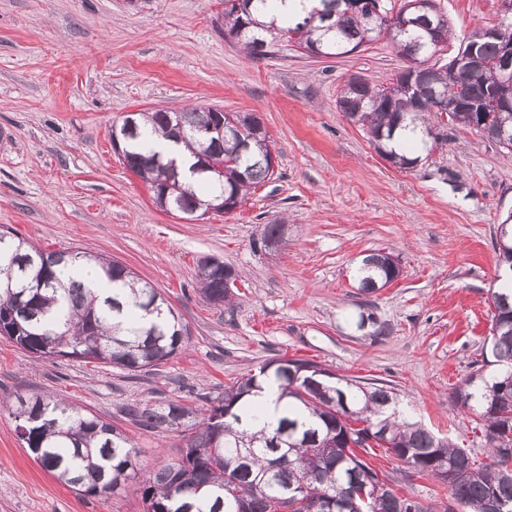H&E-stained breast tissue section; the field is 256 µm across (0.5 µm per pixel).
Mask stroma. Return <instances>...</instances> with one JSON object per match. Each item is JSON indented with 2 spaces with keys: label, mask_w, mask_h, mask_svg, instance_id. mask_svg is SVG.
<instances>
[{
  "label": "stroma",
  "mask_w": 512,
  "mask_h": 512,
  "mask_svg": "<svg viewBox=\"0 0 512 512\" xmlns=\"http://www.w3.org/2000/svg\"><path fill=\"white\" fill-rule=\"evenodd\" d=\"M434 3L453 29L435 56L442 64L464 36L500 19V0ZM223 13L224 0H0V226L43 249L125 264L190 331L159 370L134 377L76 358L39 360L0 336V399L47 392L91 411L131 438L146 471L177 460L184 442L128 422L125 403L205 408L225 385L286 357L388 385L404 416L487 462L470 411L450 395L489 350L512 155L474 130L437 124L415 166L395 168L336 109L350 75L382 85L403 69L386 36L329 58L281 42L257 60L220 33ZM202 104L259 117L279 177L233 213L188 221L155 206L111 134L132 112ZM276 221L287 224L288 243L262 249V229ZM378 251L397 258L400 274L362 293L356 266ZM208 257L241 275L218 308L197 281ZM363 313L383 334L357 328ZM365 459L397 493L445 512L438 480L379 447ZM0 512L144 509L130 484L79 495L41 467L0 412Z\"/></svg>",
  "instance_id": "obj_1"
}]
</instances>
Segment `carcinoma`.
Masks as SVG:
<instances>
[{"label": "carcinoma", "mask_w": 512, "mask_h": 512, "mask_svg": "<svg viewBox=\"0 0 512 512\" xmlns=\"http://www.w3.org/2000/svg\"><path fill=\"white\" fill-rule=\"evenodd\" d=\"M224 0V34L250 58L270 54L277 37L300 28L305 41L319 43L332 55L356 49L384 32L383 22L368 27L347 0ZM390 37L418 49L426 61L440 50L428 40L425 23ZM484 68L451 70L430 64L412 77L406 94L391 95L385 85L361 76L346 81L336 108L366 129L377 152L394 166L409 169L416 157L387 149L400 130L430 132L442 108L460 86L469 104L491 94L499 81L500 53L494 40L479 41ZM220 109L195 106L175 112L178 129L166 121L167 111L135 113V132L125 141L126 167L150 190L171 182L168 209L185 217H202L210 205L231 202L229 214L250 191L271 182L270 136L251 113H224L223 137L208 141V130ZM512 128L511 112H485L477 130L501 143L502 125ZM182 144L195 162L207 155L224 165V181L185 176L175 152L153 147L154 137ZM97 270L103 295L67 275L74 262ZM224 261L212 270L199 266L203 298L222 306L231 300L225 287ZM399 267L389 253L372 252L357 268L359 288L372 292L395 278ZM494 308L490 354L498 366L487 380L472 373L454 389L455 406L473 412V429L488 445L491 463L475 466L468 453L413 422L399 420L396 395L381 386L335 380L320 365L299 359L267 362L259 374L246 375L212 399L206 412L177 399L131 404L124 413L134 423L157 432H175L186 440L176 463L138 476V456L123 431L101 417L84 412L50 394L17 395L14 418L19 437L36 460L84 497L109 493L136 480L145 512H431L424 504L398 494L382 482L361 453L376 444L418 473L448 486L460 512H512V286L491 293ZM0 336L40 359L75 357L110 364L128 372L151 370L183 349L189 329L165 298L142 283L126 265L99 255L66 250L46 251L17 234L0 231ZM279 383L284 403L277 416L254 428L247 415L259 418L246 396L260 389L258 379Z\"/></svg>", "instance_id": "obj_1"}]
</instances>
